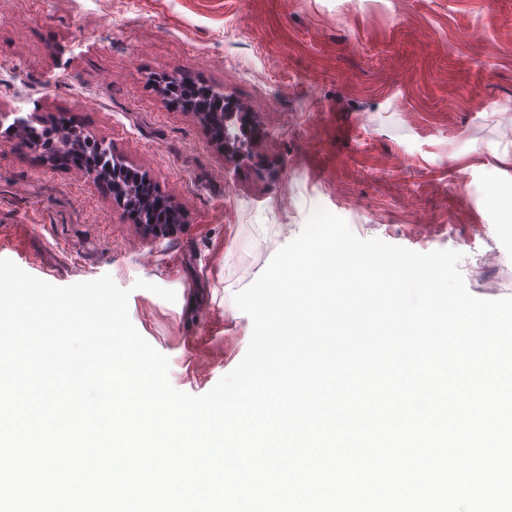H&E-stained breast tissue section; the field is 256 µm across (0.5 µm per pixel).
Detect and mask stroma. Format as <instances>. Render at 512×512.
<instances>
[{"instance_id":"1","label":"stroma","mask_w":512,"mask_h":512,"mask_svg":"<svg viewBox=\"0 0 512 512\" xmlns=\"http://www.w3.org/2000/svg\"><path fill=\"white\" fill-rule=\"evenodd\" d=\"M171 70L251 115L247 161L167 102L152 76ZM1 112L79 126L179 210L144 234L87 171L0 134V258L57 286L111 275L183 392L241 361L233 297L318 207L461 252L471 294L512 297V0H0Z\"/></svg>"}]
</instances>
